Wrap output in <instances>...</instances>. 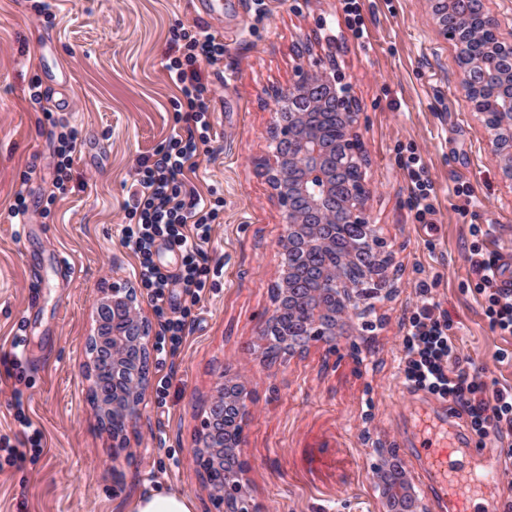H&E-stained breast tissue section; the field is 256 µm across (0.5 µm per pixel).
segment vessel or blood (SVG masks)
Listing matches in <instances>:
<instances>
[{
  "instance_id": "b4317fda",
  "label": "vessel or blood",
  "mask_w": 512,
  "mask_h": 512,
  "mask_svg": "<svg viewBox=\"0 0 512 512\" xmlns=\"http://www.w3.org/2000/svg\"><path fill=\"white\" fill-rule=\"evenodd\" d=\"M419 428L424 436L416 455L424 465L428 492L447 505L448 512H469L468 503L475 497L485 500L487 512H494L493 496L504 487L501 462L485 455L475 467H458L456 456L463 450V437L449 430L447 421L437 416H426Z\"/></svg>"
}]
</instances>
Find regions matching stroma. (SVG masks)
Instances as JSON below:
<instances>
[{"mask_svg": "<svg viewBox=\"0 0 512 512\" xmlns=\"http://www.w3.org/2000/svg\"><path fill=\"white\" fill-rule=\"evenodd\" d=\"M50 3L44 18L32 0H0V445L20 436L17 390L42 434L23 462L10 463L0 448V512H130L157 488L189 494L195 512H215L192 451L220 373L243 364L253 401L244 456L262 512H378L369 448L395 449L415 472L411 422L448 406L408 389L398 367L404 325L422 297L450 324L470 374L512 386V335L490 326L466 260L475 244L512 255V183L460 88L457 50L439 34L428 0H361L368 51L341 0H221L216 9L209 0ZM180 23L224 39L223 61L202 68L216 90V135L188 176L224 206L204 246L201 299L179 282L168 288L165 316L188 314L191 329L177 352L153 348L145 402L128 433L136 452L116 460L89 399L85 343L100 294L138 265L123 239L125 203L138 158L164 147L176 125L180 94L164 65ZM330 35L361 112L370 219L388 242L393 294L376 300L371 328L337 337L336 353L316 343L266 366L250 353L273 307L284 227L263 174L274 93L296 78L294 45ZM48 72L64 75L52 111L79 131L63 195L50 166L57 141L31 96ZM412 153L437 188L424 224L402 168ZM463 183L478 206L463 208L455 195ZM19 193L29 207L23 227L11 215ZM475 224L481 235H472ZM60 257L71 278L58 277ZM32 261L42 270L39 291ZM24 332L31 355L17 367L13 345ZM481 453L502 462L509 488L497 512H512V444L487 438L460 465Z\"/></svg>", "mask_w": 512, "mask_h": 512, "instance_id": "obj_1", "label": "stroma"}]
</instances>
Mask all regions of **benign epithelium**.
Listing matches in <instances>:
<instances>
[{
  "label": "benign epithelium",
  "mask_w": 512,
  "mask_h": 512,
  "mask_svg": "<svg viewBox=\"0 0 512 512\" xmlns=\"http://www.w3.org/2000/svg\"><path fill=\"white\" fill-rule=\"evenodd\" d=\"M463 0H430L432 15L439 33L458 49L461 85L466 97L483 122H488L487 106L505 100L509 111L496 113V124L490 128L494 155L503 178L512 182V43L499 39L502 27L499 15L488 10L485 0H477L478 17L483 27L494 36L493 47L508 57L511 65L493 88L474 78L475 67L469 62L463 42ZM271 137L280 145L265 161L266 180L277 199L285 221L278 246L281 256L278 280L272 289L274 307L264 320L259 336L272 335L276 317L283 305L293 313L298 336L289 351L293 352L320 341L335 345L336 336L357 314L360 305L386 288L385 271L377 269L369 285L343 279L337 265L328 268L310 263L312 253L336 251L334 238L338 224H355L363 229L356 251L367 242L376 255L385 252L386 243L368 220L371 189L338 192L336 175L358 162L361 144L357 133V106L341 85L336 62V44L326 45L318 60L298 68V78L275 98ZM340 122L337 138L326 135L327 127ZM329 283V290H314L308 283ZM136 281L121 279L98 299L95 307L96 331L88 340L89 380L98 388L96 409L100 419L112 431L113 460L127 448V430L140 414V406L149 382L151 324L144 315ZM247 374L243 370L221 375L205 410L203 430L193 455L208 462L200 469L211 486L220 512H259L248 479L249 464L244 457V427L251 408L248 404ZM378 457L373 466L375 488L387 480L402 486L394 498L379 494L381 512H428L422 498L413 491L408 471L390 448H373ZM221 471L224 481L214 487L210 469Z\"/></svg>",
  "instance_id": "1"
}]
</instances>
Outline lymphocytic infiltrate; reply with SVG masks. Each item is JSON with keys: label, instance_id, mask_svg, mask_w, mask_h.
Segmentation results:
<instances>
[{"label": "lymphocytic infiltrate", "instance_id": "lymphocytic-infiltrate-1", "mask_svg": "<svg viewBox=\"0 0 512 512\" xmlns=\"http://www.w3.org/2000/svg\"><path fill=\"white\" fill-rule=\"evenodd\" d=\"M170 51L166 71L186 104L185 127L174 132L163 149L138 160L135 189L126 204L130 222L123 235L140 257V284L147 289L154 309L164 316L162 333L176 346L188 321L183 316L165 317L166 291L176 280L193 299H200L207 286L203 247L218 218L216 203L187 189L184 176L194 169L201 147L212 138L213 90L203 80L201 67L223 60L224 40L203 28L180 26L174 31ZM402 167L407 172L417 219L425 221L435 210V185L420 155L410 154ZM160 237L181 252L177 274L163 270L152 259V247ZM467 261L478 278L480 291L488 295L484 314L491 327L512 335V289L499 285L503 270L497 256L475 245ZM437 309L435 302L425 299L409 318L399 359L405 384L453 401L467 415L470 429L478 438H511L512 386L488 387L481 378L461 368L457 338Z\"/></svg>", "mask_w": 512, "mask_h": 512}]
</instances>
